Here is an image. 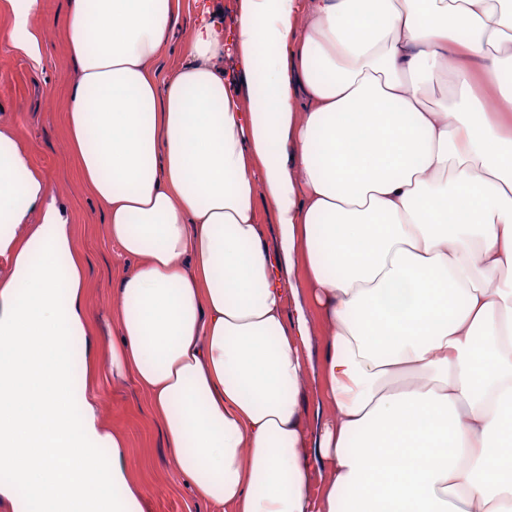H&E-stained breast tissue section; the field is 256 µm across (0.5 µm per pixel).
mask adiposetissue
<instances>
[{
	"mask_svg": "<svg viewBox=\"0 0 512 512\" xmlns=\"http://www.w3.org/2000/svg\"><path fill=\"white\" fill-rule=\"evenodd\" d=\"M42 7L0 0L35 60ZM182 7L65 12L67 153L136 261L108 373L145 393L174 477L215 512H512V84L488 50L512 46V0H239L232 30L201 20L163 74ZM88 291L76 224L0 124V499L24 512H143L91 394ZM309 305L326 326L313 440ZM257 218L259 224L265 225L267 245L271 254L274 255L279 247V224H275L274 215L262 201L257 202Z\"/></svg>",
	"mask_w": 512,
	"mask_h": 512,
	"instance_id": "adipose-tissue-1",
	"label": "adipose tissue"
}]
</instances>
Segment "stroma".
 Segmentation results:
<instances>
[{
  "label": "stroma",
  "instance_id": "35a3bbf8",
  "mask_svg": "<svg viewBox=\"0 0 512 512\" xmlns=\"http://www.w3.org/2000/svg\"><path fill=\"white\" fill-rule=\"evenodd\" d=\"M183 4L181 22L159 62L164 72L183 60L202 6L221 13L228 27L233 25L238 10V0H183ZM64 19L65 0H44L42 13L32 23L41 42L39 60L0 41V122L16 129L33 164L46 174L53 194L79 227V245L88 261L91 284L88 310L92 321L100 324L109 316L111 291L118 274L133 261L107 238L99 205L84 190L66 156V94L78 73L68 52ZM310 323L313 363L303 390L307 409L312 412L322 390L320 360L325 325L315 315ZM93 392L102 415L127 435V463L140 487L144 512H213L210 504L195 500L189 487L174 480L164 440L136 382L129 378L115 383L103 377Z\"/></svg>",
  "mask_w": 512,
  "mask_h": 512
}]
</instances>
